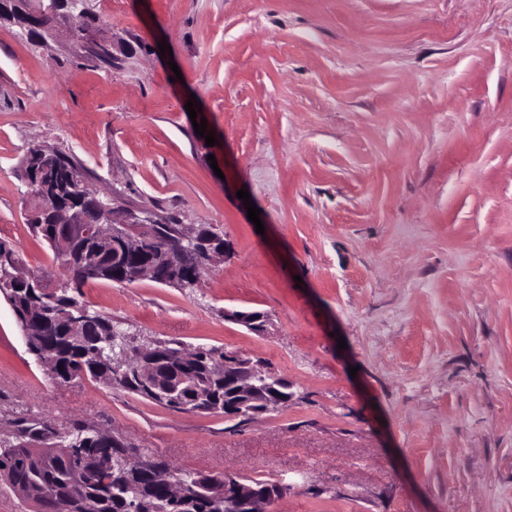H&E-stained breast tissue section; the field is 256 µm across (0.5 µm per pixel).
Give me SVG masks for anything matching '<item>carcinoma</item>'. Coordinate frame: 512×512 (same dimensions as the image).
<instances>
[{
    "mask_svg": "<svg viewBox=\"0 0 512 512\" xmlns=\"http://www.w3.org/2000/svg\"><path fill=\"white\" fill-rule=\"evenodd\" d=\"M47 156L54 164L53 188L59 202L71 208L82 205L81 169L57 151H50ZM181 236L179 225L162 224L156 241L143 249L151 251L159 245L175 252L181 246ZM112 252L110 241L81 243L73 253V268H96L99 279L110 281ZM19 262V254L0 241V293L10 302L18 321L42 326L31 354L53 360L55 366L50 372L56 381L94 379L176 412L195 411L194 396L200 390L211 404L224 405L232 382L224 380L222 374L223 349L202 347L193 358L184 359L177 356L180 344H171L172 354L157 360L160 385L153 392L145 390L136 375L122 378L114 371L110 340L117 325L81 300L79 288L85 281L75 277L61 290L47 285L32 296L10 276ZM78 311L88 313L89 320L84 324V334L73 336L67 315ZM254 384L267 395L273 391L288 393L287 383L267 374L255 378ZM22 436L26 438L22 443L0 440V478L12 487L29 488L33 495L26 501L35 512H52V498L63 492L72 496L73 512H80L84 499L93 500L97 512H226L224 492L176 498L154 479L150 466L126 460L130 448L96 430L75 427L60 431L41 425L22 429ZM75 471L83 473V483L72 490L69 480Z\"/></svg>",
    "mask_w": 512,
    "mask_h": 512,
    "instance_id": "1",
    "label": "carcinoma"
}]
</instances>
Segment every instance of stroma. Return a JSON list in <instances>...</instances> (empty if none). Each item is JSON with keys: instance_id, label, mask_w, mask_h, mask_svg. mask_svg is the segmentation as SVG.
Wrapping results in <instances>:
<instances>
[{"instance_id": "obj_1", "label": "stroma", "mask_w": 512, "mask_h": 512, "mask_svg": "<svg viewBox=\"0 0 512 512\" xmlns=\"http://www.w3.org/2000/svg\"><path fill=\"white\" fill-rule=\"evenodd\" d=\"M88 6L111 63L0 22V238L69 282L31 226L34 147L118 204L212 225L230 250L193 291L102 280L82 299L137 340L262 361L293 397L241 420L60 384L0 296V438L81 423L281 485L263 512H512V0Z\"/></svg>"}]
</instances>
